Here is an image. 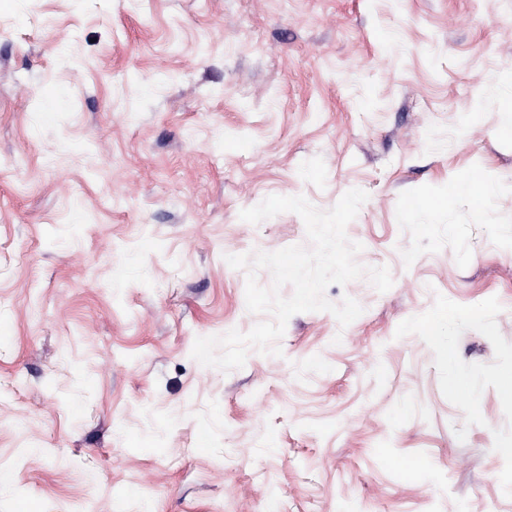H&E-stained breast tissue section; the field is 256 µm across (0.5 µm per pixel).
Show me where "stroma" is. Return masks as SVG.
<instances>
[{
  "mask_svg": "<svg viewBox=\"0 0 512 512\" xmlns=\"http://www.w3.org/2000/svg\"><path fill=\"white\" fill-rule=\"evenodd\" d=\"M354 188L392 288L194 360ZM508 373L512 0H0V512H512Z\"/></svg>",
  "mask_w": 512,
  "mask_h": 512,
  "instance_id": "1",
  "label": "stroma"
}]
</instances>
